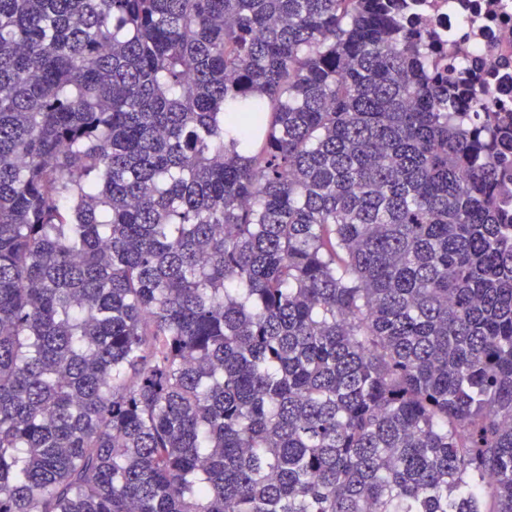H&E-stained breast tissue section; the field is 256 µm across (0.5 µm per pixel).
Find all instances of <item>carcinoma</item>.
Wrapping results in <instances>:
<instances>
[{"instance_id": "cac0c4a2", "label": "carcinoma", "mask_w": 512, "mask_h": 512, "mask_svg": "<svg viewBox=\"0 0 512 512\" xmlns=\"http://www.w3.org/2000/svg\"><path fill=\"white\" fill-rule=\"evenodd\" d=\"M403 0H0V512H512V111Z\"/></svg>"}]
</instances>
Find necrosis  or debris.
<instances>
[{
	"label": "necrosis or debris",
	"instance_id": "1",
	"mask_svg": "<svg viewBox=\"0 0 512 512\" xmlns=\"http://www.w3.org/2000/svg\"><path fill=\"white\" fill-rule=\"evenodd\" d=\"M408 15L443 37L456 71L488 76L494 103L512 109V0H408Z\"/></svg>",
	"mask_w": 512,
	"mask_h": 512
}]
</instances>
